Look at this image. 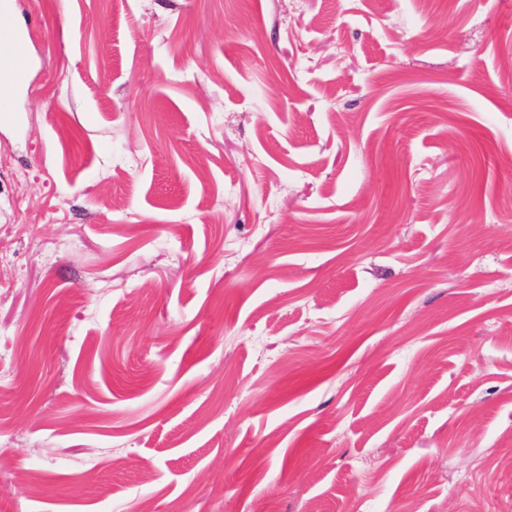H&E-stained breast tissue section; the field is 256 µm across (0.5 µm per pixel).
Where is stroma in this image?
<instances>
[{
  "label": "stroma",
  "instance_id": "stroma-1",
  "mask_svg": "<svg viewBox=\"0 0 512 512\" xmlns=\"http://www.w3.org/2000/svg\"><path fill=\"white\" fill-rule=\"evenodd\" d=\"M0 512H512V0H13ZM6 58L10 62L9 72L14 81L23 83L28 75V55L23 43L9 46Z\"/></svg>",
  "mask_w": 512,
  "mask_h": 512
}]
</instances>
